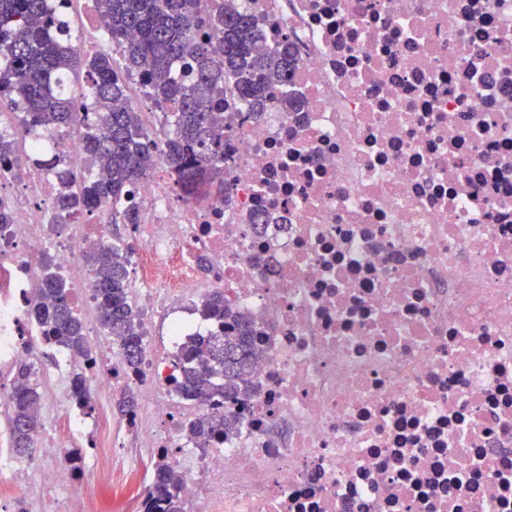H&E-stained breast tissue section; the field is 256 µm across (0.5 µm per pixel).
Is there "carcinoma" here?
<instances>
[{
  "mask_svg": "<svg viewBox=\"0 0 512 512\" xmlns=\"http://www.w3.org/2000/svg\"><path fill=\"white\" fill-rule=\"evenodd\" d=\"M100 31L112 47L123 49V68L105 53L83 56L73 48L66 14L52 0H0V110L17 112L19 125L31 132L83 129L79 137L82 170L56 160L54 217L99 212L139 223L128 205L135 185L163 162L180 185L206 179L224 187V79L232 77L250 113L265 111L272 86L286 78L295 59L290 47L270 54L251 17L233 0H97ZM207 25L208 36L195 32ZM84 70L91 86L89 111L80 114L69 97L68 76ZM138 75L149 99L163 111L169 127L162 154L133 107L125 79ZM16 142L0 131V171L18 177ZM116 244L92 247L85 261L94 274L92 288L99 321L127 364L142 358L137 315L129 296L125 265L115 257ZM40 291L47 304L35 310L47 341L86 355L90 346L74 313L65 281L51 256L40 271ZM201 313L230 321L233 328L190 339L178 391L196 402L222 398L235 404L247 393L257 351L245 313L220 293L205 299ZM17 386L9 421L14 452H31L41 426L40 392L31 370L14 372ZM229 418L202 416L188 426L191 437L205 441L232 428ZM153 484L165 512H181L180 485L171 467L158 463Z\"/></svg>",
  "mask_w": 512,
  "mask_h": 512,
  "instance_id": "obj_1",
  "label": "carcinoma"
}]
</instances>
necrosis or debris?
Returning <instances> with one entry per match:
<instances>
[{
    "mask_svg": "<svg viewBox=\"0 0 512 512\" xmlns=\"http://www.w3.org/2000/svg\"><path fill=\"white\" fill-rule=\"evenodd\" d=\"M295 68L260 119L224 84V187L165 169L135 187L122 239L142 359L100 351L83 257L116 227L50 221L52 172L0 203V415L16 366L43 394L33 451L0 423V512H158L147 467L182 479L183 512H512V0H238ZM292 97L299 110L283 109ZM78 165L76 138L33 136ZM51 255L92 358L48 345L33 314ZM246 310L260 353L237 428L187 424L224 403L175 392L185 343ZM136 392L113 417L116 390ZM232 426L233 421L226 416L224 419L202 416L189 424L188 431L191 437L199 441H207L213 435H224V431L232 428Z\"/></svg>",
    "mask_w": 512,
    "mask_h": 512,
    "instance_id": "necrosis-or-debris-1",
    "label": "necrosis or debris"
}]
</instances>
